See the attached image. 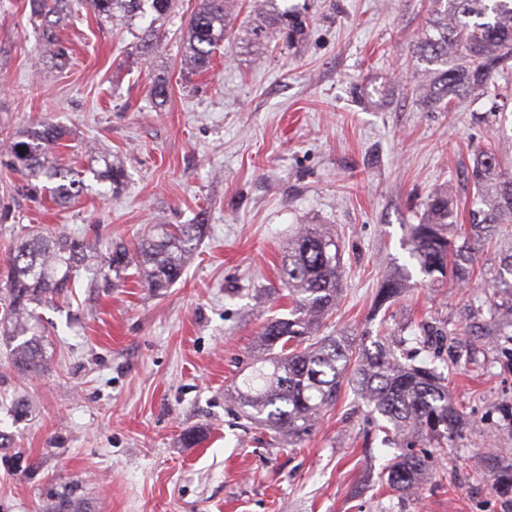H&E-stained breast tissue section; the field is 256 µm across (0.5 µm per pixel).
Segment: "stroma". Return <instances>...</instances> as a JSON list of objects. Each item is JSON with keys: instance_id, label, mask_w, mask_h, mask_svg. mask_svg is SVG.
<instances>
[{"instance_id": "1", "label": "stroma", "mask_w": 512, "mask_h": 512, "mask_svg": "<svg viewBox=\"0 0 512 512\" xmlns=\"http://www.w3.org/2000/svg\"><path fill=\"white\" fill-rule=\"evenodd\" d=\"M199 4L178 0L151 52L146 20L81 10L57 29L60 67L40 54L27 0H0V142L49 121L72 132L60 163L109 153L127 174L119 191L59 206L18 193L20 175L0 164V275L34 229L98 237L104 256L156 224L206 227L162 293L130 268L103 294L85 272L67 299L38 308L52 330L46 370L19 371L0 339V512H45L59 498L71 512H512L486 474L489 457L512 464V325L492 323L488 290L512 238L485 245L465 285H424L406 250L433 193L452 187L460 215L473 208L474 147L503 144L512 165V105L493 117L480 101L421 107L411 47L425 0H285L306 16V39L258 62L221 49L203 73L182 60ZM303 224L331 226L343 253L324 334L418 337L412 361L444 373L472 425L434 449L411 490L381 486L398 448L350 390L293 442L227 400L267 320L287 312L280 257ZM403 265L404 292L375 310L381 281ZM191 430L205 439L188 448Z\"/></svg>"}]
</instances>
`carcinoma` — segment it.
I'll use <instances>...</instances> for the list:
<instances>
[{"label": "carcinoma", "mask_w": 512, "mask_h": 512, "mask_svg": "<svg viewBox=\"0 0 512 512\" xmlns=\"http://www.w3.org/2000/svg\"><path fill=\"white\" fill-rule=\"evenodd\" d=\"M28 6L31 19L43 26L45 53L63 64L65 50L54 34L62 15L74 16L84 7L107 19L119 14L144 18L149 13L147 31L157 47L162 42L160 26L174 11L175 0H28ZM236 6L237 0H202L188 20L184 57L192 71L208 70L221 43L230 40ZM250 8L263 22L252 31L253 55H263L270 40L289 47L304 36L305 18L280 7L278 0H250ZM413 53L419 64L412 83L424 108L454 112L470 100L484 99L491 103L489 112L500 111V103L508 100L509 84H499L498 75L512 62V0H428L426 33ZM69 137L67 128L41 122L10 143L6 155L22 176L21 189L27 195H40L38 181L44 179L55 183L51 193L58 205L80 196L83 182L72 179L71 170L60 166L56 156ZM88 171L111 190L125 180L123 166L110 155L93 160ZM467 176L480 204L471 223H459L452 193L445 190L427 199L424 216L410 227L409 259L425 282L466 280L479 247L498 232H512V173L502 168L499 147L473 150ZM202 232L201 224H156L134 248L113 246L90 285L108 292L118 287L110 272L133 265L143 287L153 292L169 288L182 277ZM97 258L96 242L52 231L33 233L8 252V274L0 287L5 305L0 335L10 342L22 339L14 347V363L22 370L37 373L46 368L42 338L49 329L40 324L36 308L65 296L79 268ZM340 263L336 233L326 224L302 225L288 244L283 262L288 316L274 317L263 327L259 357L231 394L241 415L297 439L324 408L336 403L346 383L379 415L385 434L401 433L429 444L459 434L463 416L437 369L401 363L381 338L372 341L373 348L358 351L347 336L316 334L338 301ZM404 270L383 279L379 305L402 293ZM491 290L492 316H512V253L501 260ZM432 467L428 453H402L387 466L384 484L391 490H409ZM489 475L496 490L512 493V465L494 460Z\"/></svg>", "instance_id": "carcinoma-1"}]
</instances>
